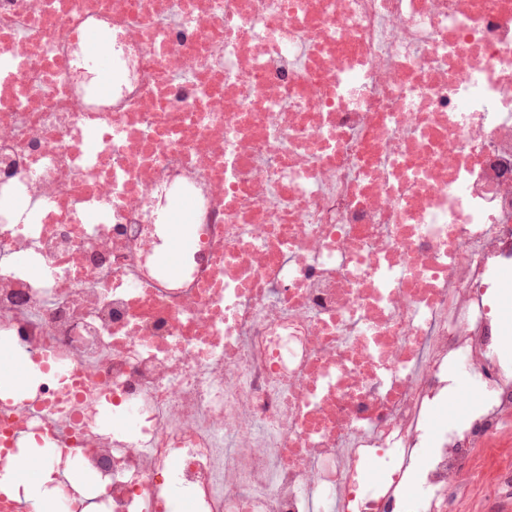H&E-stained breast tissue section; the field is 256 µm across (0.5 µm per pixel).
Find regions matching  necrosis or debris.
<instances>
[{
  "mask_svg": "<svg viewBox=\"0 0 512 512\" xmlns=\"http://www.w3.org/2000/svg\"><path fill=\"white\" fill-rule=\"evenodd\" d=\"M506 268L512 0H0V340L34 373L0 475L47 449L59 512L507 510ZM453 369L481 403L429 429ZM86 45L89 60L98 78L97 88L99 91H104L112 86V81L116 78L112 47L107 39L100 33L91 34L88 37ZM193 213L194 203L189 197L179 195L171 199L166 234L159 253V263L169 273H177L184 259L195 249L194 238L186 232L192 224Z\"/></svg>",
  "mask_w": 512,
  "mask_h": 512,
  "instance_id": "necrosis-or-debris-1",
  "label": "necrosis or debris"
}]
</instances>
